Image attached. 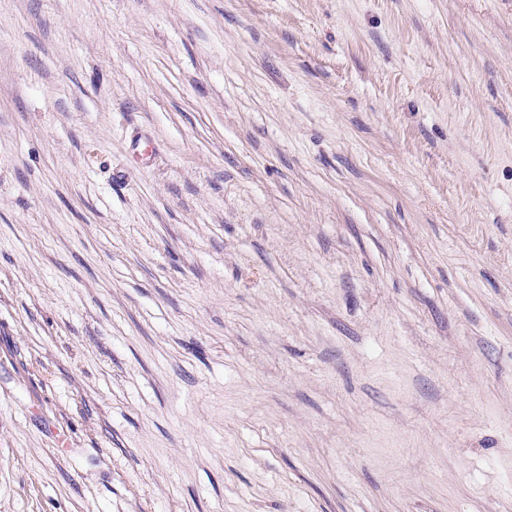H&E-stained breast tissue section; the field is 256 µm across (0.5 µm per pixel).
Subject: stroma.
Returning a JSON list of instances; mask_svg holds the SVG:
<instances>
[{"label": "stroma", "mask_w": 512, "mask_h": 512, "mask_svg": "<svg viewBox=\"0 0 512 512\" xmlns=\"http://www.w3.org/2000/svg\"><path fill=\"white\" fill-rule=\"evenodd\" d=\"M0 512H512V0H0Z\"/></svg>", "instance_id": "35a3bbf8"}]
</instances>
